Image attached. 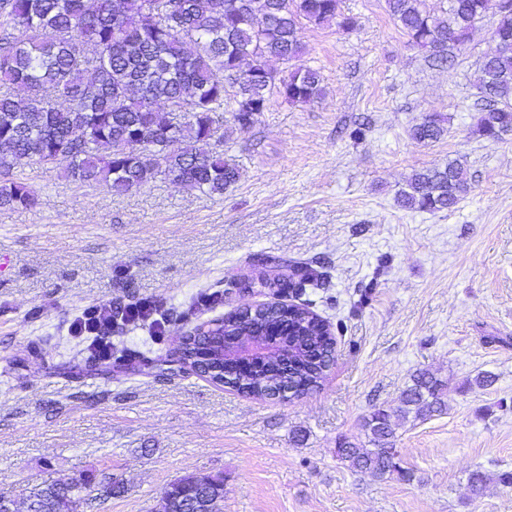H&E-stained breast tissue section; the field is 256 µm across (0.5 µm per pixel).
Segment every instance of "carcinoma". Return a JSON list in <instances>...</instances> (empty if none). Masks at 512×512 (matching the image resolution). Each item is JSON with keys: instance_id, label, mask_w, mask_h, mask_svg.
Returning a JSON list of instances; mask_svg holds the SVG:
<instances>
[{"instance_id": "1", "label": "carcinoma", "mask_w": 512, "mask_h": 512, "mask_svg": "<svg viewBox=\"0 0 512 512\" xmlns=\"http://www.w3.org/2000/svg\"><path fill=\"white\" fill-rule=\"evenodd\" d=\"M386 0L387 11L411 43L432 61H451L486 13L497 16L496 50L480 66L481 107L476 132L490 142L512 133V8L500 0ZM336 22L350 31L356 18L341 0H0V208H32L31 185L16 165L56 164L76 181L122 194L160 178L169 184L223 196L239 173L224 153L222 115H259L278 94L301 106L324 93L319 70L300 63L303 23ZM284 65L277 81L262 69ZM26 95L19 97L15 88ZM65 107L57 108L54 101ZM445 129L437 115L413 126L417 141H436ZM469 190L456 160L418 171L399 192L401 207L453 208ZM279 336L277 355L222 375L234 355L231 337ZM184 347L188 369L253 399L284 390L318 389L334 362L331 326L307 308L269 305L234 311L196 326ZM447 407L445 385L418 372L394 410L373 409L361 427L368 442L346 438L336 454L356 472L383 478L401 472L392 418L420 419ZM71 481L33 489L30 512H73ZM224 480L188 474L171 481L152 512H221Z\"/></svg>"}]
</instances>
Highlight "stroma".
<instances>
[{
  "mask_svg": "<svg viewBox=\"0 0 512 512\" xmlns=\"http://www.w3.org/2000/svg\"><path fill=\"white\" fill-rule=\"evenodd\" d=\"M357 27L308 26L304 64L325 95L271 96L246 128L224 115L239 179L209 197L154 179L122 195L29 164L39 196L0 209V494L91 474L121 493L87 512H150L175 478L222 476L223 512H512V135L475 132L479 66L493 14L436 67L385 0H342ZM442 117L444 135L411 128ZM363 127L360 138L351 132ZM459 161L455 207L406 210L417 170ZM307 264L322 287L289 292L329 322L335 359L322 386L256 400L194 375L158 376L179 332L271 298L260 259ZM112 300L167 320L112 327L102 360L69 327ZM421 370L448 407L396 422L401 473L375 479L336 456L339 437L394 408ZM491 374L482 387L477 379ZM487 483L472 494L468 480ZM441 122L438 115H429L423 122L411 128L410 136L417 141H436L445 132Z\"/></svg>",
  "mask_w": 512,
  "mask_h": 512,
  "instance_id": "35a3bbf8",
  "label": "stroma"
}]
</instances>
